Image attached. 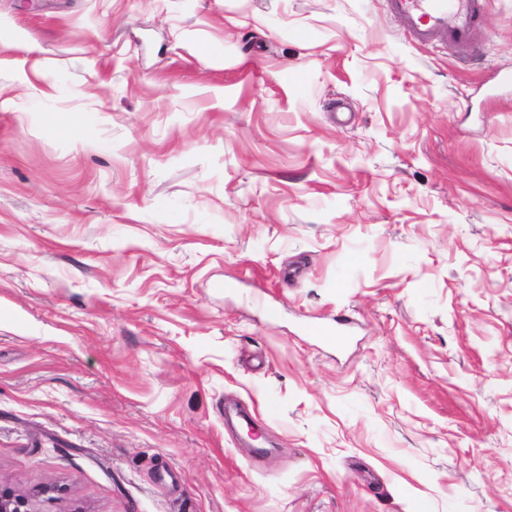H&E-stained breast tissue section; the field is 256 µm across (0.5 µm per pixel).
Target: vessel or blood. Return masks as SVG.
<instances>
[{
	"label": "vessel or blood",
	"instance_id": "b4317fda",
	"mask_svg": "<svg viewBox=\"0 0 512 512\" xmlns=\"http://www.w3.org/2000/svg\"><path fill=\"white\" fill-rule=\"evenodd\" d=\"M389 11L417 42L447 41L469 49L481 0H386Z\"/></svg>",
	"mask_w": 512,
	"mask_h": 512
}]
</instances>
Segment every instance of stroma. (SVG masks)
<instances>
[{
	"mask_svg": "<svg viewBox=\"0 0 512 512\" xmlns=\"http://www.w3.org/2000/svg\"><path fill=\"white\" fill-rule=\"evenodd\" d=\"M0 100V486L512 512V0H0ZM482 0H386L389 11L417 42L447 41L470 48L473 22Z\"/></svg>",
	"mask_w": 512,
	"mask_h": 512,
	"instance_id": "stroma-1",
	"label": "stroma"
}]
</instances>
